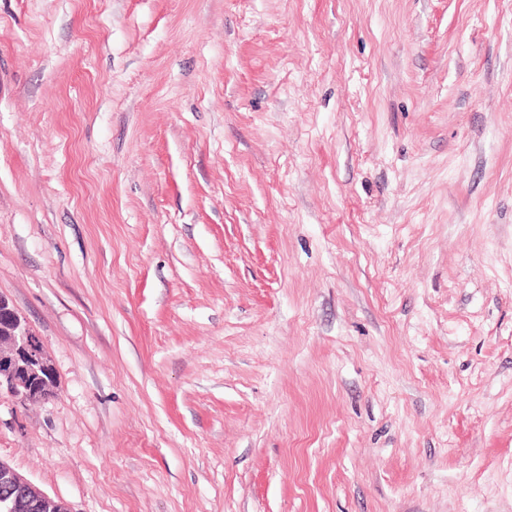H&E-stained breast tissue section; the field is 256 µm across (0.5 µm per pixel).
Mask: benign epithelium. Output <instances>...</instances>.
<instances>
[{
    "label": "benign epithelium",
    "instance_id": "obj_1",
    "mask_svg": "<svg viewBox=\"0 0 512 512\" xmlns=\"http://www.w3.org/2000/svg\"><path fill=\"white\" fill-rule=\"evenodd\" d=\"M52 361L26 321L0 296V390L20 402L34 403L52 393ZM14 492L5 512H72L69 504L46 495L23 476L0 463V486Z\"/></svg>",
    "mask_w": 512,
    "mask_h": 512
}]
</instances>
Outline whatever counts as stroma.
<instances>
[{"label": "stroma", "mask_w": 512, "mask_h": 512, "mask_svg": "<svg viewBox=\"0 0 512 512\" xmlns=\"http://www.w3.org/2000/svg\"><path fill=\"white\" fill-rule=\"evenodd\" d=\"M0 295L72 512H512V0H0ZM52 361L26 321L0 296V390L21 403H34L52 393Z\"/></svg>", "instance_id": "35a3bbf8"}]
</instances>
